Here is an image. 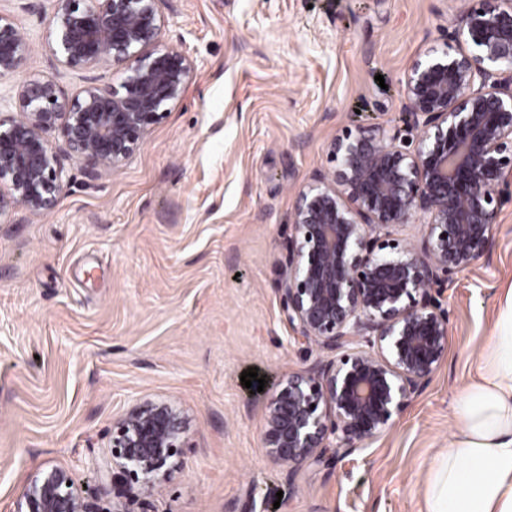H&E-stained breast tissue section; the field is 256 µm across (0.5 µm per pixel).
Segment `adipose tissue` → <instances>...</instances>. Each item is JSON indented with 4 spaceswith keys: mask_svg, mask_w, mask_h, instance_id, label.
<instances>
[{
    "mask_svg": "<svg viewBox=\"0 0 512 512\" xmlns=\"http://www.w3.org/2000/svg\"><path fill=\"white\" fill-rule=\"evenodd\" d=\"M455 414L459 426L430 477L427 512H512V291Z\"/></svg>",
    "mask_w": 512,
    "mask_h": 512,
    "instance_id": "adipose-tissue-1",
    "label": "adipose tissue"
}]
</instances>
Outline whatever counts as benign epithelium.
Segmentation results:
<instances>
[{"mask_svg": "<svg viewBox=\"0 0 512 512\" xmlns=\"http://www.w3.org/2000/svg\"><path fill=\"white\" fill-rule=\"evenodd\" d=\"M60 64L110 70L76 94L29 78L20 112L0 114V212L33 216L66 192L60 153L92 175L112 173L183 96L193 59L158 39L159 0H55ZM27 34L0 14V78L15 75ZM410 137L380 124L346 127L329 167L296 195L278 291L294 341L326 353L283 378L263 419L267 456L288 467L374 440L421 393L448 349L437 292L487 256L512 184V0H465L444 47L412 62L403 81ZM61 134L62 141L51 139ZM425 218L417 243L393 228ZM190 447L181 408L141 399L112 423L100 477L118 479L112 512H134L182 466ZM13 512H91L73 474L33 472Z\"/></svg>", "mask_w": 512, "mask_h": 512, "instance_id": "obj_1", "label": "benign epithelium"}]
</instances>
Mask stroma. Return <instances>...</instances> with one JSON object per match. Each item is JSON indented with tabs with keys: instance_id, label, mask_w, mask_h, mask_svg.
<instances>
[{
	"instance_id": "obj_1",
	"label": "stroma",
	"mask_w": 512,
	"mask_h": 512,
	"mask_svg": "<svg viewBox=\"0 0 512 512\" xmlns=\"http://www.w3.org/2000/svg\"><path fill=\"white\" fill-rule=\"evenodd\" d=\"M464 0H161L159 41L197 65L182 101L117 171L70 179L50 212L0 211V512L36 468L70 470L97 512L94 467L141 397L176 402L192 447L149 512H425L512 287V195L490 253L446 288L448 350L424 391L369 444L295 472L270 462L265 406L318 353L288 340L279 278L296 192L346 127H405L402 81L441 47ZM55 0H0L29 37L0 79L18 112L32 77L67 93L83 71L52 55ZM257 369L263 391L242 385Z\"/></svg>"
}]
</instances>
